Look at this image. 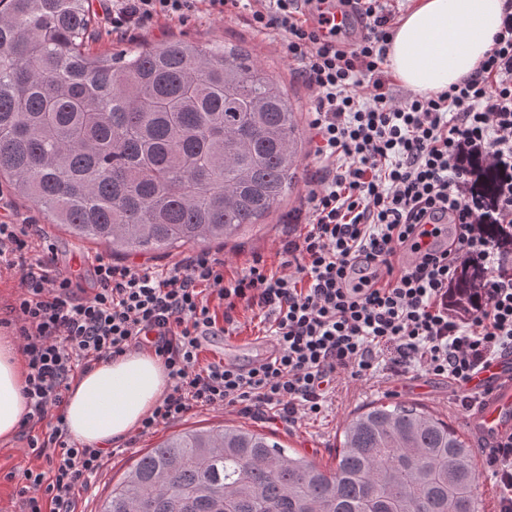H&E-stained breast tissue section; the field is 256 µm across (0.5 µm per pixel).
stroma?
Wrapping results in <instances>:
<instances>
[{
  "label": "stroma",
  "mask_w": 512,
  "mask_h": 512,
  "mask_svg": "<svg viewBox=\"0 0 512 512\" xmlns=\"http://www.w3.org/2000/svg\"><path fill=\"white\" fill-rule=\"evenodd\" d=\"M169 36L182 38L196 44L210 41L244 45L251 54L286 86L298 110H305L309 91L290 69L275 42L236 20L189 19L171 24ZM316 171L310 162H303L298 172V183L282 208L268 216L263 225L245 230L235 243L218 248L224 258L225 272L232 273L252 264L254 259L273 260L280 242L288 230L286 219L290 211L299 208L308 192ZM43 230L56 245L57 267L78 275L83 287H91L96 256L107 255L105 245L78 241L67 228L54 227L43 222ZM400 384L378 376L368 381L342 378L336 399L325 417L288 426L252 414L232 409L198 406L180 420L158 427L152 433L139 437L135 444L125 448L122 455L113 457L103 472L89 479L87 486L76 493L75 512H100L112 487L149 448L167 437L188 429H206L221 425L241 426L256 432L273 435L284 447L298 451L314 460L324 469L336 465V449L343 440L344 426L357 409L372 401L386 403L403 401ZM45 459L29 454L25 438L17 437L8 442L0 441V512H22L19 497L15 495L18 478L29 468H46Z\"/></svg>",
  "instance_id": "1"
}]
</instances>
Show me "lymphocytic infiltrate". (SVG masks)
<instances>
[{
    "label": "lymphocytic infiltrate",
    "instance_id": "f902f5d3",
    "mask_svg": "<svg viewBox=\"0 0 512 512\" xmlns=\"http://www.w3.org/2000/svg\"><path fill=\"white\" fill-rule=\"evenodd\" d=\"M405 0H109L112 35L125 41L149 23L230 18L279 40L311 93L308 133L319 167L299 235L277 265L254 261L225 278L208 251L165 272L97 258L94 286L77 295L57 270L55 246L37 224H0V273L20 289L0 326H16L27 374L23 393L37 424L59 406L77 371L146 349L171 380L140 426L147 434L196 406L232 407L294 425L320 416L341 374L421 373L465 385L490 359L512 352V254L478 234L484 221L512 223V13L475 74L448 90L397 93L386 46ZM360 26L331 24L336 7ZM502 171L484 210L470 155ZM446 241L421 240L432 226ZM487 275L470 314L456 316L448 293L463 263ZM223 313H216V306ZM249 313L276 346L243 367L202 362L207 337ZM48 470L29 469L18 493L26 512H71L79 486L110 453L74 441L64 420L30 439ZM496 512H512V436L490 448Z\"/></svg>",
    "mask_w": 512,
    "mask_h": 512
}]
</instances>
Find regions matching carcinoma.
<instances>
[{
	"mask_svg": "<svg viewBox=\"0 0 512 512\" xmlns=\"http://www.w3.org/2000/svg\"><path fill=\"white\" fill-rule=\"evenodd\" d=\"M90 0H0V178L112 256L227 245L279 209L307 156L282 83L244 49L183 39L85 47ZM494 205L498 172L469 159ZM477 232L512 253V224ZM486 272L450 289L472 310ZM333 471L262 433L166 438L102 512H480L470 440L417 405L377 402L344 428Z\"/></svg>",
	"mask_w": 512,
	"mask_h": 512,
	"instance_id": "1",
	"label": "carcinoma"
}]
</instances>
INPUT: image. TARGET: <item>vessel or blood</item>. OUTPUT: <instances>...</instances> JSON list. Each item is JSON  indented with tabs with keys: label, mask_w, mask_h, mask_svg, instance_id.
<instances>
[{
	"label": "vessel or blood",
	"mask_w": 512,
	"mask_h": 512,
	"mask_svg": "<svg viewBox=\"0 0 512 512\" xmlns=\"http://www.w3.org/2000/svg\"><path fill=\"white\" fill-rule=\"evenodd\" d=\"M468 389L479 401L464 415L466 429L488 441L512 436V354H502L487 364L469 382Z\"/></svg>",
	"instance_id": "1"
}]
</instances>
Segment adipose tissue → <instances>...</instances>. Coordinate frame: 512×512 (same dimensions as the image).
Returning a JSON list of instances; mask_svg holds the SVG:
<instances>
[{
	"label": "adipose tissue",
	"mask_w": 512,
	"mask_h": 512,
	"mask_svg": "<svg viewBox=\"0 0 512 512\" xmlns=\"http://www.w3.org/2000/svg\"><path fill=\"white\" fill-rule=\"evenodd\" d=\"M511 2L417 0L389 42L391 71L414 93L448 89L479 67ZM25 375L15 339L0 336V440H12L22 428L27 412ZM167 386V373L155 354L131 351L76 374L61 413L74 439L109 448L137 431Z\"/></svg>",
	"instance_id": "ef3b65f1"
}]
</instances>
